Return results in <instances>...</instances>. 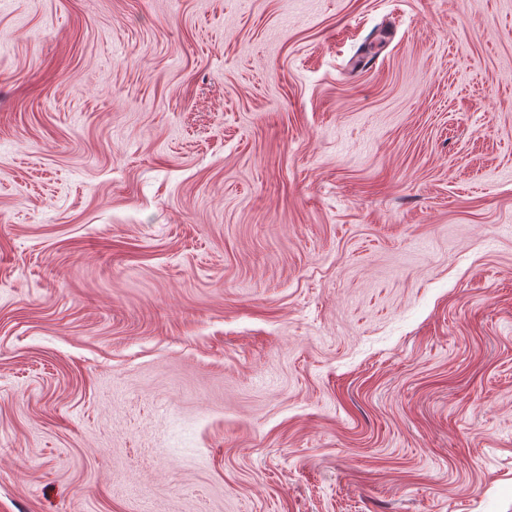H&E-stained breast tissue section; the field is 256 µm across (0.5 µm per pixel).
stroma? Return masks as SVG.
Returning a JSON list of instances; mask_svg holds the SVG:
<instances>
[{
  "instance_id": "1",
  "label": "stroma",
  "mask_w": 512,
  "mask_h": 512,
  "mask_svg": "<svg viewBox=\"0 0 512 512\" xmlns=\"http://www.w3.org/2000/svg\"><path fill=\"white\" fill-rule=\"evenodd\" d=\"M0 512H512V0H0Z\"/></svg>"
}]
</instances>
